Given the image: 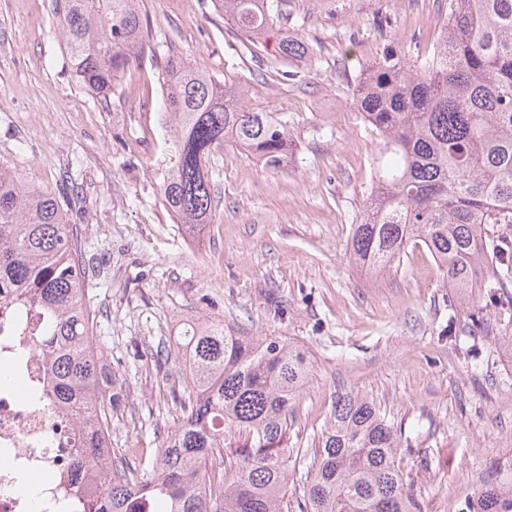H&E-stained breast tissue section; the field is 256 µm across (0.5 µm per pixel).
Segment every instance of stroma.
<instances>
[{
    "label": "stroma",
    "instance_id": "1",
    "mask_svg": "<svg viewBox=\"0 0 512 512\" xmlns=\"http://www.w3.org/2000/svg\"><path fill=\"white\" fill-rule=\"evenodd\" d=\"M140 7L148 46L104 101L72 77L52 0H0V164L80 198L66 220L81 233L103 363L127 391L113 449L148 455L174 430L165 389L185 383L184 364L159 368L142 352L207 315L307 355L289 452L312 448L337 396L359 392L400 429L396 463L424 512H472L479 485L512 479V311L484 307L477 325L466 309L449 319L448 283L423 242L378 278L347 250L380 155L354 85L388 48L411 61L431 50L448 0H285L281 27L313 52L268 66L216 0ZM172 54L244 87L246 109L288 127L282 168L230 142L213 153L216 219L194 230L158 190ZM475 342L482 355L465 362L459 349Z\"/></svg>",
    "mask_w": 512,
    "mask_h": 512
}]
</instances>
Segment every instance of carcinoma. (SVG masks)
<instances>
[{"instance_id":"cac0c4a2","label":"carcinoma","mask_w":512,"mask_h":512,"mask_svg":"<svg viewBox=\"0 0 512 512\" xmlns=\"http://www.w3.org/2000/svg\"><path fill=\"white\" fill-rule=\"evenodd\" d=\"M224 17L274 57L302 58L298 38L277 26L279 0H219ZM67 66L85 90L107 97L144 49L139 0H54ZM171 166L160 183L183 224L215 221L210 156L232 141L279 169L288 162L285 125L242 105L241 92L170 58L163 74ZM359 112L380 138V171L351 259L384 272L410 241L438 261L456 302L475 307L472 288L512 306V0H452L444 34L423 58L388 51L355 86ZM0 300L32 310L50 374V412L77 434L95 486L90 512H288L285 435L310 378L297 346L240 336L222 320L185 325L176 350L148 349L162 367L176 356L188 379L171 390L181 420L145 459L112 453V417L125 396L106 373L96 313L86 301L77 226L51 192L0 165ZM235 440V454L224 455ZM394 425L366 396L334 403L306 466L299 512H422L396 465ZM476 512H512V482L481 486Z\"/></svg>"}]
</instances>
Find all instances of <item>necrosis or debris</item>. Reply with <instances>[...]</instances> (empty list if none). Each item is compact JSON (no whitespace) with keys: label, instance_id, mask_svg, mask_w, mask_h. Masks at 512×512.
<instances>
[{"label":"necrosis or debris","instance_id":"1","mask_svg":"<svg viewBox=\"0 0 512 512\" xmlns=\"http://www.w3.org/2000/svg\"><path fill=\"white\" fill-rule=\"evenodd\" d=\"M30 312L0 302V366L17 384L0 382V512H86L71 490L72 434L48 410V374Z\"/></svg>","mask_w":512,"mask_h":512}]
</instances>
